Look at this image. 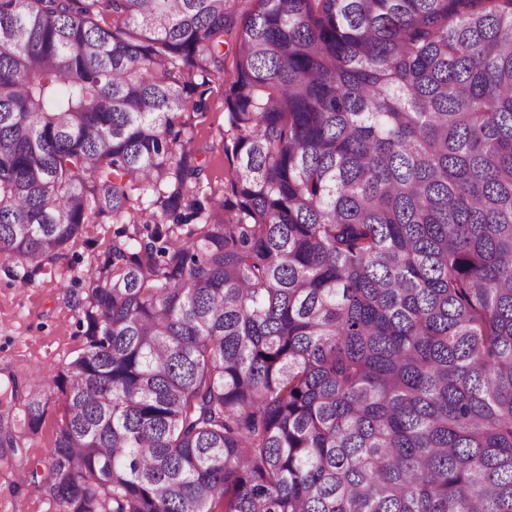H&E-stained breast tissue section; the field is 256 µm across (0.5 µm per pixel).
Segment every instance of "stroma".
Wrapping results in <instances>:
<instances>
[{
    "label": "stroma",
    "mask_w": 512,
    "mask_h": 512,
    "mask_svg": "<svg viewBox=\"0 0 512 512\" xmlns=\"http://www.w3.org/2000/svg\"><path fill=\"white\" fill-rule=\"evenodd\" d=\"M207 108L185 112V131L205 160L215 191H223L231 170L224 152V81L211 79L206 86ZM117 225L106 217L85 225L70 243L29 284H22L24 261L0 263V376L14 374L20 383L42 380L50 397L37 431L21 421L25 398H18L10 415L17 420L15 434L24 443L23 454L0 448V512H57L43 490L22 483L18 470L26 463L47 458L63 418V401L55 380L81 351L84 338L78 327L77 296L98 261L104 260Z\"/></svg>",
    "instance_id": "1"
}]
</instances>
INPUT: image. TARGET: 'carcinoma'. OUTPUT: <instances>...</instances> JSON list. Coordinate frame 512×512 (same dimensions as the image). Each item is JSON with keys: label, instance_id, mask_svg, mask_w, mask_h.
Listing matches in <instances>:
<instances>
[{"label": "carcinoma", "instance_id": "obj_1", "mask_svg": "<svg viewBox=\"0 0 512 512\" xmlns=\"http://www.w3.org/2000/svg\"><path fill=\"white\" fill-rule=\"evenodd\" d=\"M250 2L0 0V259L134 225L23 480L58 512H512V0ZM212 77L228 198L181 121Z\"/></svg>", "mask_w": 512, "mask_h": 512}]
</instances>
